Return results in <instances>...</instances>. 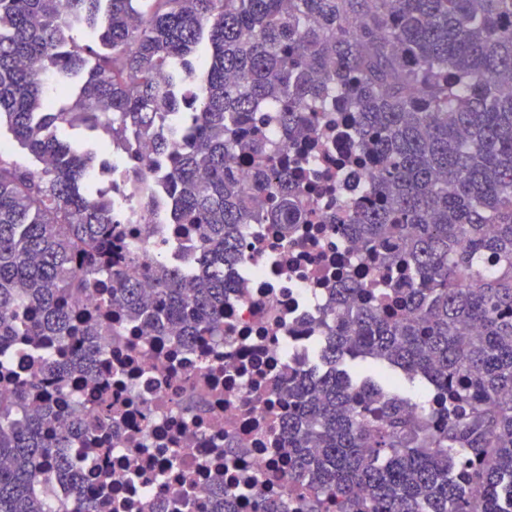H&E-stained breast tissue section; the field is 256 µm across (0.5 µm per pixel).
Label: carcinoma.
Masks as SVG:
<instances>
[{"instance_id":"obj_1","label":"carcinoma","mask_w":512,"mask_h":512,"mask_svg":"<svg viewBox=\"0 0 512 512\" xmlns=\"http://www.w3.org/2000/svg\"><path fill=\"white\" fill-rule=\"evenodd\" d=\"M86 31L78 42L72 32ZM73 100L46 108L45 73ZM349 113L373 205L339 206V231L400 272L394 308L343 306L321 325L318 359L284 389L288 481L316 491L307 512H512V0H0V128L32 160L0 153V512H54L37 486L83 476L65 449L103 434L108 413L60 426L41 379L10 375L19 339L66 350L63 377L90 376L112 306L144 333L189 343L224 328V267L241 259L245 224L306 221V192L248 133L275 113L279 148ZM180 117L186 147L154 133ZM112 124L154 141L123 175L145 193L161 164L174 218L200 248L191 268L134 257L155 283L112 270V199L87 179L97 151L60 125ZM252 157L255 187L230 159ZM92 289L108 302L77 310ZM420 377L421 401L392 371ZM43 412L19 417L31 400ZM427 417L417 424L407 407ZM83 491L68 512H103ZM254 512H290L257 493Z\"/></svg>"}]
</instances>
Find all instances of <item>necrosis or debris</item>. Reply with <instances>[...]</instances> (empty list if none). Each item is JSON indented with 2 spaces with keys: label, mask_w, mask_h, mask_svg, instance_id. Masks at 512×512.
Segmentation results:
<instances>
[{
  "label": "necrosis or debris",
  "mask_w": 512,
  "mask_h": 512,
  "mask_svg": "<svg viewBox=\"0 0 512 512\" xmlns=\"http://www.w3.org/2000/svg\"><path fill=\"white\" fill-rule=\"evenodd\" d=\"M303 150L312 158L308 180L329 190L315 195L311 223L294 225L289 235L276 224L244 225L242 260L224 270L223 333L187 344L143 335L113 313L92 378L62 404L65 424L84 416L92 400L110 411V443L79 435L68 450L85 486L103 492L106 512H153L156 502L174 497L180 512H200L221 484L235 492L238 512H252L258 492L298 502L310 495L309 486L288 481L278 393L312 369L315 333L342 280L365 288L371 303L393 283L374 254L328 222L341 199L368 201L364 173L350 160L348 128H332L312 148L291 144L285 161ZM125 161L116 149L111 170L89 172L123 214L136 202L122 176ZM198 250L190 225L163 223L156 214L120 225L112 239V260L124 270L138 255L188 267Z\"/></svg>",
  "instance_id": "1"
}]
</instances>
